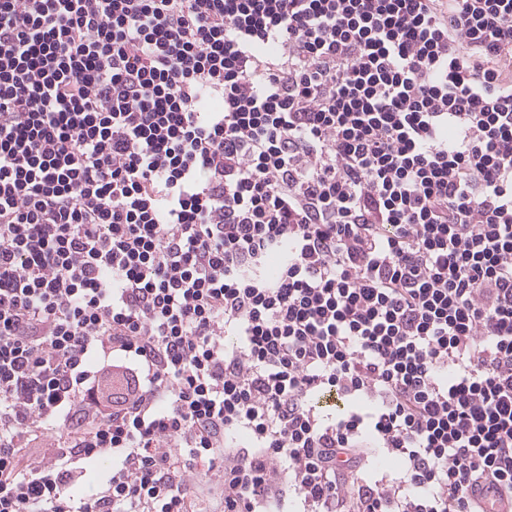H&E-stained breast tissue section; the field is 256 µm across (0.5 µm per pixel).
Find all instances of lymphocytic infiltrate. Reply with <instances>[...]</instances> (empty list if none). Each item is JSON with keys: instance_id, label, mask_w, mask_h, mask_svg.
<instances>
[{"instance_id": "obj_1", "label": "lymphocytic infiltrate", "mask_w": 512, "mask_h": 512, "mask_svg": "<svg viewBox=\"0 0 512 512\" xmlns=\"http://www.w3.org/2000/svg\"><path fill=\"white\" fill-rule=\"evenodd\" d=\"M489 500L512 0H0V512Z\"/></svg>"}]
</instances>
